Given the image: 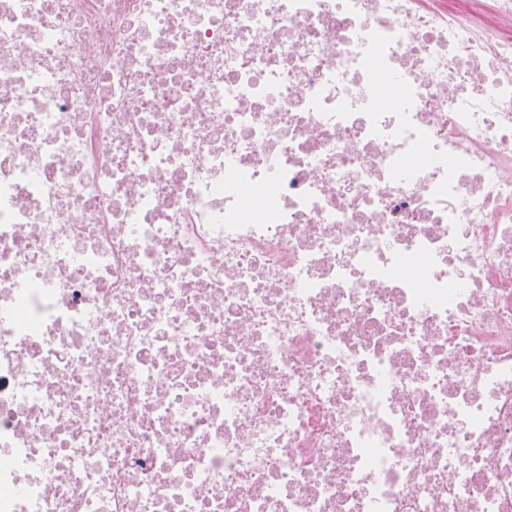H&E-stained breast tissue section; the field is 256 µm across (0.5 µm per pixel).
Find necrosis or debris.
<instances>
[{
	"instance_id": "necrosis-or-debris-1",
	"label": "necrosis or debris",
	"mask_w": 512,
	"mask_h": 512,
	"mask_svg": "<svg viewBox=\"0 0 512 512\" xmlns=\"http://www.w3.org/2000/svg\"><path fill=\"white\" fill-rule=\"evenodd\" d=\"M0 512H512V0H0Z\"/></svg>"
}]
</instances>
